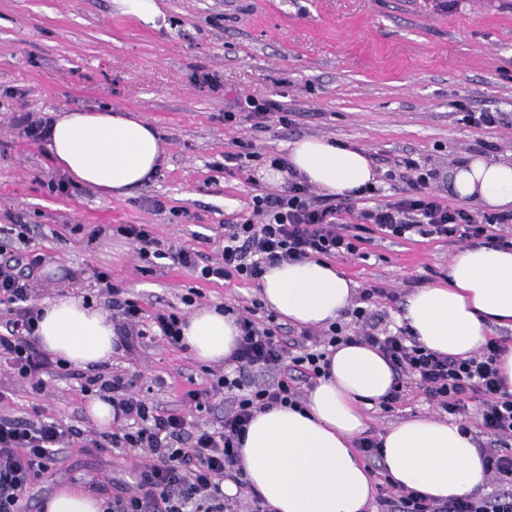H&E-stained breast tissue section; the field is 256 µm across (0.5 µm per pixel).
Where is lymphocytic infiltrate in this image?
Instances as JSON below:
<instances>
[{
	"mask_svg": "<svg viewBox=\"0 0 512 512\" xmlns=\"http://www.w3.org/2000/svg\"><path fill=\"white\" fill-rule=\"evenodd\" d=\"M405 166L416 173L408 182V195L363 211L361 220L405 240L455 237L475 245L487 239L490 218L463 206L444 205L429 190L435 171L420 172L412 159ZM352 211L351 199L327 202L313 194L307 182L289 174L279 190L254 197V219L225 225L224 245L214 262L198 265L195 254L184 250L170 255L181 266L199 268L208 281L236 276L256 282L270 265L354 254L355 237L341 220ZM9 232L0 241V306L8 314L0 333V360L25 380L54 366L35 340L39 311L31 303L45 257L25 251L29 225H11ZM255 314V308L247 306L237 320L241 338L232 357L233 372H215L209 389L184 394L185 402L198 412L210 410L212 395L231 394V404L216 428L181 414L159 412L143 397L127 392L117 376L100 382L98 389L110 394L114 416L124 425L101 437L39 414H0V512H25L31 487L49 473L61 450L77 441L99 451L137 448L143 454L132 481L115 483L105 512H240L221 484L225 472L239 462L238 448L254 412L277 403L298 405L302 386L312 385L325 373V348L351 343L378 348L394 370L384 411H392L411 383L449 414H465L469 402H477L480 425L493 438L487 470L512 476V394L496 366L502 351L497 339H489L479 354L462 359L427 350L404 329L382 336L366 331L351 336L335 323L287 338L282 326L256 321ZM378 503L380 512H512V493L439 502L399 490Z\"/></svg>",
	"mask_w": 512,
	"mask_h": 512,
	"instance_id": "lymphocytic-infiltrate-1",
	"label": "lymphocytic infiltrate"
}]
</instances>
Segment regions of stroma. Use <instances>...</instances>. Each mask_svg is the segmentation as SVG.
<instances>
[{
  "label": "stroma",
  "instance_id": "obj_1",
  "mask_svg": "<svg viewBox=\"0 0 512 512\" xmlns=\"http://www.w3.org/2000/svg\"><path fill=\"white\" fill-rule=\"evenodd\" d=\"M147 26L114 0H0V226L30 227L29 251L46 256L34 306L62 295L107 306L96 272L106 270L143 310L145 336L135 350L117 348L110 364L55 370L43 389L0 367V411L34 413L91 430L86 380L120 376L159 411L188 414V389L210 386L209 365L157 334L160 311L227 306L259 299L238 278L217 284L172 258H140L118 232L149 224L165 245L216 258L224 227L252 218L255 195L276 189L265 159L289 143L324 137L364 149L376 173L374 193L356 195V211L398 198L404 158L435 169L433 193L459 201L449 172L468 155L512 156V0H160ZM249 97L277 101L287 123L266 130L228 125L224 109ZM120 108L152 124L166 145L156 177L134 195L109 197L89 186L65 195L47 183L62 172L48 146L24 136L18 113L48 118L64 109ZM490 110L501 121L475 124ZM249 139L255 155L233 160ZM160 200L163 210L152 202ZM456 239L404 240L363 231L354 254L338 265L357 288L376 285L375 332L398 328L409 294L448 274ZM196 291L193 305L183 302ZM417 414L443 418L421 390L409 388L395 411L367 409L365 433L379 437ZM137 452L73 447L57 457L52 477L38 480L27 512L66 484L109 497L128 479Z\"/></svg>",
  "mask_w": 512,
  "mask_h": 512
}]
</instances>
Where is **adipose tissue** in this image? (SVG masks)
I'll return each mask as SVG.
<instances>
[{"instance_id": "1", "label": "adipose tissue", "mask_w": 512, "mask_h": 512, "mask_svg": "<svg viewBox=\"0 0 512 512\" xmlns=\"http://www.w3.org/2000/svg\"><path fill=\"white\" fill-rule=\"evenodd\" d=\"M48 148L57 165L78 185L110 196H130L164 163L154 127L122 110H63L55 113ZM288 165L310 185L346 195L374 182L364 149L324 138L290 143ZM456 198L491 211L512 209V160L470 155L456 164ZM354 284L325 259H305L267 269L261 282L264 305L288 322L326 326L349 308ZM400 322L428 350L466 357L483 347L493 326L512 327V249H461L448 276L416 289ZM240 335L234 316L213 308L194 311L182 346L199 362L227 361ZM115 328L108 311L83 298L62 296L41 309V346L68 364L110 363ZM393 372L376 348L348 344L333 352L325 377L309 391L302 409L274 406L258 412L240 447L244 479L268 512H366L375 480L354 440L366 429L363 408L389 393ZM390 481L436 499L479 493L486 472L471 435L458 425L418 415L391 425L382 437ZM103 498L80 485L56 490L45 512H103Z\"/></svg>"}]
</instances>
